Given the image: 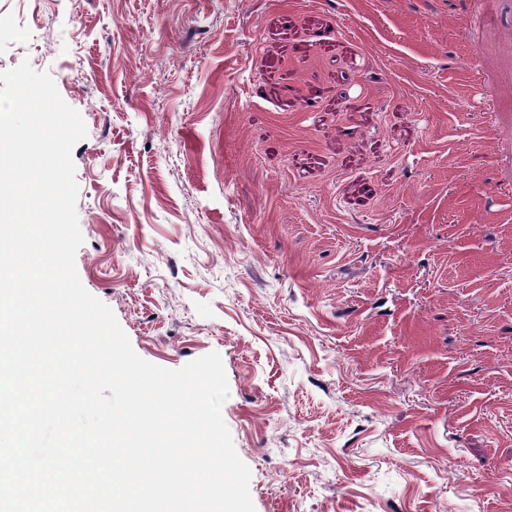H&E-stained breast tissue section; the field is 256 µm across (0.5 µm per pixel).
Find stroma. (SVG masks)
<instances>
[{
    "label": "stroma",
    "instance_id": "stroma-1",
    "mask_svg": "<svg viewBox=\"0 0 512 512\" xmlns=\"http://www.w3.org/2000/svg\"><path fill=\"white\" fill-rule=\"evenodd\" d=\"M85 289L220 354L255 512H512V0H0Z\"/></svg>",
    "mask_w": 512,
    "mask_h": 512
}]
</instances>
